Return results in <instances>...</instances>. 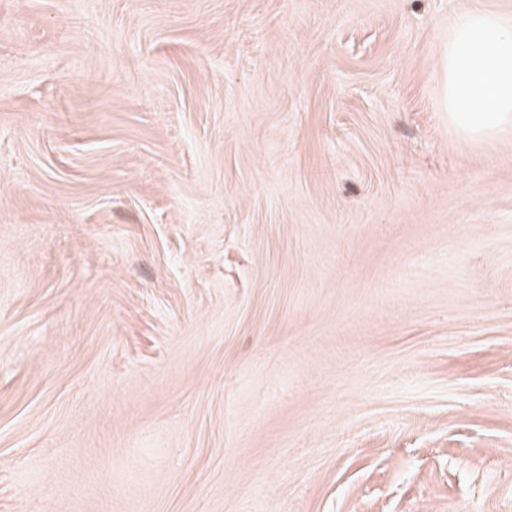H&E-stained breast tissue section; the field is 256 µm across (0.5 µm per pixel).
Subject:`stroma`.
I'll return each mask as SVG.
<instances>
[{
  "mask_svg": "<svg viewBox=\"0 0 512 512\" xmlns=\"http://www.w3.org/2000/svg\"><path fill=\"white\" fill-rule=\"evenodd\" d=\"M512 0H0V512H512ZM448 122L470 138L512 128V23L488 13L456 19L443 56Z\"/></svg>",
  "mask_w": 512,
  "mask_h": 512,
  "instance_id": "1",
  "label": "stroma"
}]
</instances>
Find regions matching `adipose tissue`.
<instances>
[{
    "mask_svg": "<svg viewBox=\"0 0 512 512\" xmlns=\"http://www.w3.org/2000/svg\"><path fill=\"white\" fill-rule=\"evenodd\" d=\"M448 121L461 134L484 138L512 128V23L465 13L448 36L441 64Z\"/></svg>",
    "mask_w": 512,
    "mask_h": 512,
    "instance_id": "1",
    "label": "adipose tissue"
}]
</instances>
